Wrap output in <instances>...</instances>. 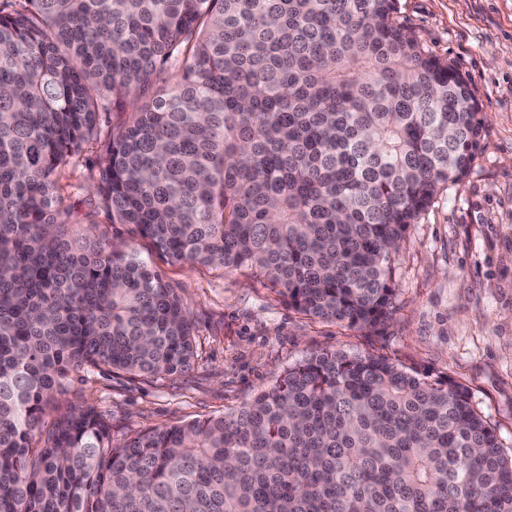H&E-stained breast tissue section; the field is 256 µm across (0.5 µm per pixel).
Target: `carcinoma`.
Returning a JSON list of instances; mask_svg holds the SVG:
<instances>
[{
  "label": "carcinoma",
  "mask_w": 512,
  "mask_h": 512,
  "mask_svg": "<svg viewBox=\"0 0 512 512\" xmlns=\"http://www.w3.org/2000/svg\"><path fill=\"white\" fill-rule=\"evenodd\" d=\"M398 0H0V512H512V453L452 381L322 350L220 415L112 442L71 371L188 369L181 297L75 230L57 175L112 135L92 212L174 264L250 266L376 329L392 254L484 126Z\"/></svg>",
  "instance_id": "carcinoma-1"
}]
</instances>
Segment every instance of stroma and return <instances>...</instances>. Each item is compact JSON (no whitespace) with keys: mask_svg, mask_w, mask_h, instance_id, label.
I'll return each instance as SVG.
<instances>
[{"mask_svg":"<svg viewBox=\"0 0 512 512\" xmlns=\"http://www.w3.org/2000/svg\"><path fill=\"white\" fill-rule=\"evenodd\" d=\"M401 22L469 84L485 122L466 175L410 225L393 257L392 318L375 330L342 328L289 309L251 268L173 264L129 225L90 213L104 141L126 113L100 112V138L60 175L75 224L134 249L182 297L196 348L192 366L159 380L101 367L67 379L61 407L96 406L115 443L154 428L240 407L289 365L322 349L376 354L430 380L465 387L512 452V0H399Z\"/></svg>","mask_w":512,"mask_h":512,"instance_id":"obj_1","label":"stroma"}]
</instances>
